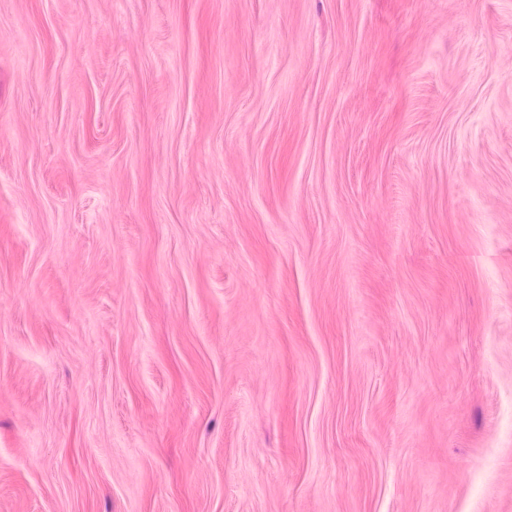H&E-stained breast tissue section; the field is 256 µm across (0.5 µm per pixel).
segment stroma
Segmentation results:
<instances>
[{
	"label": "stroma",
	"mask_w": 512,
	"mask_h": 512,
	"mask_svg": "<svg viewBox=\"0 0 512 512\" xmlns=\"http://www.w3.org/2000/svg\"><path fill=\"white\" fill-rule=\"evenodd\" d=\"M0 512H512V0H0Z\"/></svg>",
	"instance_id": "stroma-1"
}]
</instances>
